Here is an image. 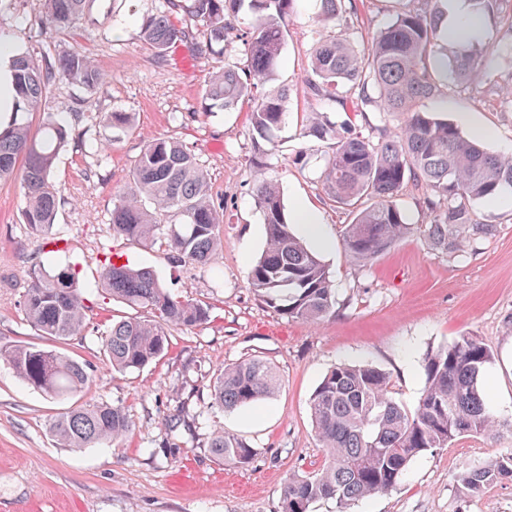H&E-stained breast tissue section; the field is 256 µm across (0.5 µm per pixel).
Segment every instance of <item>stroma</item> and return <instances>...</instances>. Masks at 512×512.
Here are the masks:
<instances>
[{
	"label": "stroma",
	"instance_id": "obj_1",
	"mask_svg": "<svg viewBox=\"0 0 512 512\" xmlns=\"http://www.w3.org/2000/svg\"><path fill=\"white\" fill-rule=\"evenodd\" d=\"M406 6L407 0H364L356 42L370 39ZM164 8V0H91L73 31L63 32L45 24L43 0H0V39L15 52L46 65L75 48L106 75L91 89L52 79L42 105L43 112L72 121L54 173L61 193L55 230L62 240L55 259L79 271L87 306L81 335L59 341L27 322V270L46 246L22 221L19 181L0 182V350L53 349L94 374L82 393L58 400L0 363V512H280L288 477L326 460L310 400L330 367L368 362L383 369L397 399L411 408L425 386L426 353L464 333L491 348L483 388L497 415L512 419V203L474 204L475 219L495 225L494 235L443 253L422 236L429 221L425 188L407 182L398 196L407 235L370 263L354 260L343 240L352 209L335 203L323 186L328 145L303 130L313 112L339 128L349 122L393 131L399 120L382 112L351 118L309 95L305 79L318 4L299 0L287 20L276 76L288 88V121L269 147L265 175L279 185L287 216L303 204L318 211L330 241L319 256L336 289V312L319 325L275 312L247 283L249 263L265 243L252 194L251 107L210 112L203 98L210 73L238 56H200L181 44L157 59L140 30L144 18ZM511 27L512 0H502L497 18L474 41L491 52L489 80L423 103L425 111L455 124L474 115L495 132L485 148L502 155H512V103L504 95L512 86ZM115 110L135 115L134 131L117 140L104 120ZM156 138L185 144L207 170L214 200L224 205V250L211 265L177 266L160 246L112 235V203L126 186L132 160ZM110 253L152 268L170 291L209 311L205 323L172 330L163 356L132 372L113 371L103 354L113 319L139 314L98 288ZM250 357L276 367L274 396L236 410L212 407L214 374ZM98 403L124 409L132 423L125 439L76 452L51 434L59 412ZM216 430L246 439L257 451L253 463L242 468L214 459L207 442ZM510 449L506 430L490 438L459 437L416 457L396 490L359 503L354 512H512V481L473 497L455 483L463 464Z\"/></svg>",
	"mask_w": 512,
	"mask_h": 512
}]
</instances>
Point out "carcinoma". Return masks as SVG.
I'll return each mask as SVG.
<instances>
[{
  "mask_svg": "<svg viewBox=\"0 0 512 512\" xmlns=\"http://www.w3.org/2000/svg\"><path fill=\"white\" fill-rule=\"evenodd\" d=\"M88 0H44L45 23L70 27ZM244 0H167L169 10L143 20L141 32L159 57L179 44H191L199 55H226L239 42L242 62L225 64L211 73L204 98L209 106L232 112L244 100L254 101L251 124L254 149L274 141L286 124L284 88L258 92L276 79L288 36L287 17L298 0H249L254 23L235 28ZM441 0H418L399 12L370 41L354 43L356 0H320L316 42L306 79L312 96L329 100L345 112H379L403 117L400 131L379 136L355 131L347 137L318 112L308 118L305 134L331 140L323 178L338 204L351 206L363 198L373 205L356 211L347 225L345 245L360 263H369L408 231L396 203L406 180L429 191V224L425 237L436 250L454 252L474 237L494 234L492 224L473 220L470 207L512 189V157L493 154L465 137L458 127L421 108L431 97L488 79L484 55L471 45L442 44L439 33ZM182 9L197 22L191 30L175 23L171 12ZM342 20V27L336 21ZM18 110H41L50 79L93 88L103 80L94 61L78 50L58 54L49 68L27 55L13 59ZM112 138L132 130L134 114L105 116ZM69 125L50 113L40 131L14 119L0 127V181L21 178L22 220L41 236L54 234L59 190L53 172L59 151L67 144ZM254 200L262 212L266 242L252 261L248 285L274 311L318 323L334 313V288L326 265L288 222L279 187L263 177V162L254 161ZM224 212L216 206L208 175L191 151L178 141H149L131 162L129 184L112 207V232L144 246L161 238L168 259L180 265L205 266L224 249ZM23 300L26 320L37 331L57 340L85 328V305L76 273L60 267L50 252L32 263ZM100 285L143 317L112 321L104 355L112 370H139L168 347V329L194 327L208 318V308L173 295L149 267L110 262L102 268ZM493 352L476 336L465 333L452 343L428 352L423 360L425 387L412 410L392 395L387 372L368 363H338L322 377L311 399V415L326 462L317 471L297 473L285 482L281 512H310L321 499L335 501L337 512L395 489L411 461L425 451L445 448L463 435L494 436L512 420L492 411L482 380ZM0 360L28 385L54 399L81 393L92 381L88 367L55 350L18 347ZM279 376L270 364L247 358L224 366L210 385L212 403L227 410L271 397ZM66 447L81 452L104 442L116 443L131 424L120 406L104 403L59 413L50 425ZM211 454L226 464L245 467L256 450L245 440L216 431ZM512 481V449L487 461L464 465L457 487L477 495L489 484Z\"/></svg>",
  "mask_w": 512,
  "mask_h": 512,
  "instance_id": "carcinoma-1",
  "label": "carcinoma"
}]
</instances>
